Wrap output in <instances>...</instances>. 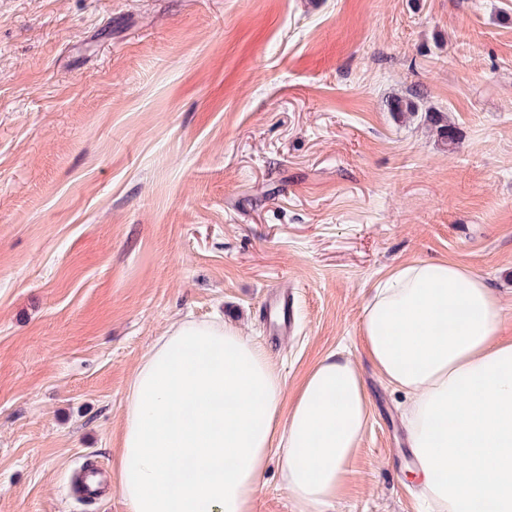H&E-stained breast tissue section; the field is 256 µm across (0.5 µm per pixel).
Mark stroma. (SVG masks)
Masks as SVG:
<instances>
[{
    "label": "stroma",
    "instance_id": "obj_1",
    "mask_svg": "<svg viewBox=\"0 0 512 512\" xmlns=\"http://www.w3.org/2000/svg\"><path fill=\"white\" fill-rule=\"evenodd\" d=\"M422 260L512 337V0H0V512H124L72 479L111 478L141 359L183 321L268 342L281 288L289 389L341 349L372 401L326 512H420L361 321ZM423 93L420 89L413 90L409 97H402L391 103L390 110L398 119L414 117L418 114L419 104ZM426 116L441 142L447 145L449 149L456 148L458 144L457 130L448 116L442 112H434L432 115L429 112V115L426 114ZM293 305L294 302L287 290L276 291L270 297L269 307L274 316L272 326L275 334L288 331V312L289 308H292Z\"/></svg>",
    "mask_w": 512,
    "mask_h": 512
}]
</instances>
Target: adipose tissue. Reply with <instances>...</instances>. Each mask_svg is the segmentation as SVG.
Here are the masks:
<instances>
[{"label":"adipose tissue","mask_w":512,"mask_h":512,"mask_svg":"<svg viewBox=\"0 0 512 512\" xmlns=\"http://www.w3.org/2000/svg\"><path fill=\"white\" fill-rule=\"evenodd\" d=\"M504 306L459 263L380 283L362 337L409 399L405 442L436 512H512V339ZM371 399L343 351L289 392L271 352L221 322L175 326L128 391L115 484L125 512H254L271 457L297 512H325L352 471Z\"/></svg>","instance_id":"adipose-tissue-1"}]
</instances>
